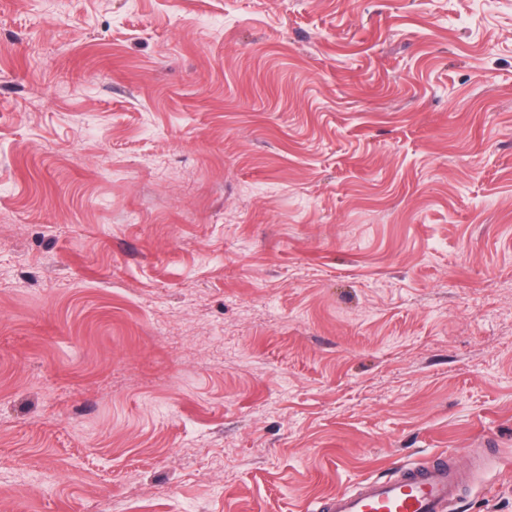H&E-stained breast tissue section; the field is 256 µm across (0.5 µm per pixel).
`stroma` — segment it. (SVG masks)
<instances>
[{
  "mask_svg": "<svg viewBox=\"0 0 512 512\" xmlns=\"http://www.w3.org/2000/svg\"><path fill=\"white\" fill-rule=\"evenodd\" d=\"M474 448L512 512V0H0V512Z\"/></svg>",
  "mask_w": 512,
  "mask_h": 512,
  "instance_id": "35a3bbf8",
  "label": "stroma"
}]
</instances>
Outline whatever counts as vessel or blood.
Here are the masks:
<instances>
[{"label": "vessel or blood", "instance_id": "vessel-or-blood-1", "mask_svg": "<svg viewBox=\"0 0 512 512\" xmlns=\"http://www.w3.org/2000/svg\"><path fill=\"white\" fill-rule=\"evenodd\" d=\"M458 468L439 458L425 466H398L386 479H365L332 495L317 512H451L463 496Z\"/></svg>", "mask_w": 512, "mask_h": 512}]
</instances>
